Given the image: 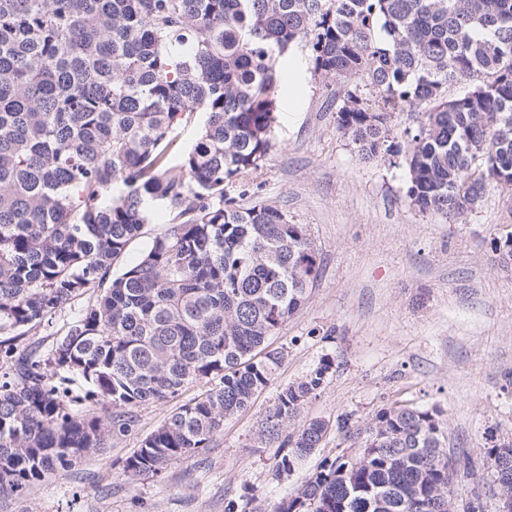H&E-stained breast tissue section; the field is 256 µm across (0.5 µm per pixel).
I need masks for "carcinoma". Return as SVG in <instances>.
<instances>
[{
  "label": "carcinoma",
  "instance_id": "cac0c4a2",
  "mask_svg": "<svg viewBox=\"0 0 512 512\" xmlns=\"http://www.w3.org/2000/svg\"><path fill=\"white\" fill-rule=\"evenodd\" d=\"M351 84L336 125L365 160L404 155L406 196L455 220L512 184V0H0V497H19L106 447L192 383L123 465L156 475L208 447L285 358L267 340L319 265L308 229L249 185L277 150L279 63ZM469 90L448 97L463 79ZM415 126L400 127L401 113ZM194 143L172 155L195 114ZM163 205L173 222L112 275ZM99 290L44 358L20 349L62 304ZM332 368L283 388L279 436ZM96 407L75 412L62 384ZM288 434L282 473L326 437ZM363 451L325 460L276 512H442L451 491L436 408L396 405L353 428ZM512 499V444L489 452Z\"/></svg>",
  "mask_w": 512,
  "mask_h": 512
}]
</instances>
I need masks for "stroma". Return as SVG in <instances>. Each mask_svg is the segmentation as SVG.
<instances>
[{
    "instance_id": "1",
    "label": "stroma",
    "mask_w": 512,
    "mask_h": 512,
    "mask_svg": "<svg viewBox=\"0 0 512 512\" xmlns=\"http://www.w3.org/2000/svg\"><path fill=\"white\" fill-rule=\"evenodd\" d=\"M293 63L300 77L279 91L282 147L254 175L257 194L239 199L306 225L318 253L305 303L269 339L287 352L271 384L208 448L156 477H128L126 457L202 386L139 407L136 425L102 453L0 503V512H225L227 502L252 499L276 512L322 461L355 451L332 430L282 474L280 439H260L278 392L325 358L334 365L299 421L346 415L363 427L395 403L438 408L460 502L498 512L486 436L512 439V267L500 265L493 244L512 235V191L489 186L457 221L420 212L406 196L402 158L361 160L336 125L338 85L312 75L304 50ZM95 298L90 291L63 304L25 346L48 353Z\"/></svg>"
}]
</instances>
